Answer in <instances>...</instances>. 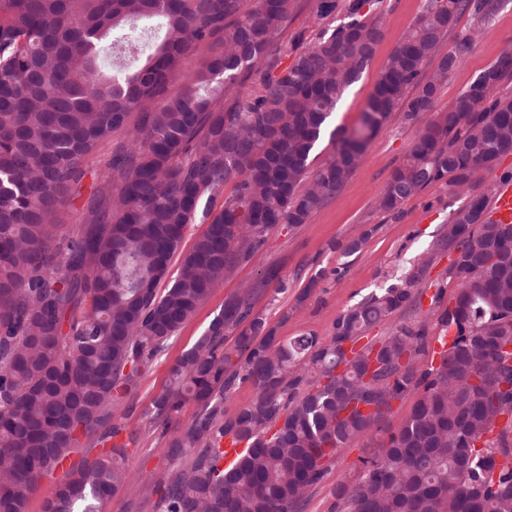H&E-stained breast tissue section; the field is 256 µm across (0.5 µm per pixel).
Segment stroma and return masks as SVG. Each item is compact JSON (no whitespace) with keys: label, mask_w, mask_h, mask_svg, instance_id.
Masks as SVG:
<instances>
[{"label":"stroma","mask_w":512,"mask_h":512,"mask_svg":"<svg viewBox=\"0 0 512 512\" xmlns=\"http://www.w3.org/2000/svg\"><path fill=\"white\" fill-rule=\"evenodd\" d=\"M320 2L297 0L279 36L281 45H289L301 31L316 37L321 30L342 20L339 11L320 16ZM424 3L425 0H379L383 39L368 67L345 92L336 110L335 125L349 128L357 123L379 71L414 24ZM485 28L472 53L449 76L435 102V111L445 110L482 70L496 63L505 50H512V0H498ZM419 129V123L406 122L401 113H394L336 196L316 209L307 224L292 230L280 225L270 231L260 252L240 265L234 276L226 278L169 340L165 351L138 378L129 397L133 409L121 420V438L128 445L133 470L160 477L175 468L177 461L170 454L168 437L150 427L145 413L169 386L171 367L240 288L254 282L266 269L277 268L280 276L287 279L288 289L283 293L267 289L256 298V310L275 328L280 342L305 333L328 341L338 316L347 307L392 283L394 276L420 257L434 236L446 229L456 210L468 203V195L439 181L407 200L399 213L379 209L377 198ZM127 139L126 131L115 132L86 158L80 193L66 202L69 222L64 225V232H71L82 221L92 184L91 171L111 163L116 150ZM359 235L365 238L360 252L342 257L340 244ZM416 399V394L410 393L396 401L381 429L372 430L336 454L300 512H348L338 496L339 487L359 480L363 459L371 457L386 433L394 431L408 417Z\"/></svg>","instance_id":"35a3bbf8"}]
</instances>
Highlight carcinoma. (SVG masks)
<instances>
[{"label": "carcinoma", "instance_id": "cac0c4a2", "mask_svg": "<svg viewBox=\"0 0 512 512\" xmlns=\"http://www.w3.org/2000/svg\"><path fill=\"white\" fill-rule=\"evenodd\" d=\"M295 0H0V512H26L81 434L118 437L117 416L143 368L224 277L254 258L267 233L309 221L355 172L371 140L401 112L432 111L468 56L479 26L442 52L463 14L484 20L496 0H426L391 51L357 124L330 128L345 90L383 38L373 0H346L343 20L312 41L278 33ZM220 37L190 72L192 47ZM118 61L106 67L108 51ZM183 88L168 93L172 78ZM512 52L483 70L427 120L379 197L395 212L427 186L475 187L480 171L512 152ZM139 121L130 145L98 170V184L70 235L66 198L97 145ZM330 158L311 169L324 137ZM228 182L233 194L213 211ZM476 194L432 245L454 255L453 307L434 325L416 317L420 262L347 308L327 342L303 335L284 346L255 298L288 281L268 268L224 309L172 369L149 423L171 435L186 464L163 477L135 473L124 444L65 473L44 512H105L111 492L140 479L139 510L299 512L328 460L378 426L392 402L418 390L410 415L363 460L361 479L338 496L349 512H512V223L476 222ZM205 230L182 250L186 228ZM176 274L169 275L174 255ZM165 288H160L161 284ZM408 321L347 356L398 312ZM388 369L370 374L368 352ZM253 402L224 418L241 382ZM200 412L177 417L188 400ZM506 425L482 441L500 418ZM250 451L224 466V436Z\"/></svg>", "mask_w": 512, "mask_h": 512}]
</instances>
